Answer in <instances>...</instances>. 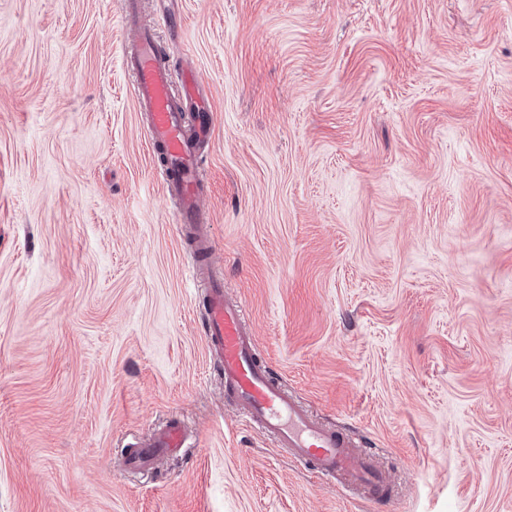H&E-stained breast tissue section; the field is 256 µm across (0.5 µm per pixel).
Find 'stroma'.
<instances>
[{
    "mask_svg": "<svg viewBox=\"0 0 512 512\" xmlns=\"http://www.w3.org/2000/svg\"><path fill=\"white\" fill-rule=\"evenodd\" d=\"M0 0V512H512V0ZM212 112L211 264L381 503L224 402L124 65ZM177 420L152 473L125 448Z\"/></svg>",
    "mask_w": 512,
    "mask_h": 512,
    "instance_id": "35a3bbf8",
    "label": "stroma"
}]
</instances>
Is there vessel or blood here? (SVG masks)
Segmentation results:
<instances>
[{"label":"vessel or blood","mask_w":512,"mask_h":512,"mask_svg":"<svg viewBox=\"0 0 512 512\" xmlns=\"http://www.w3.org/2000/svg\"><path fill=\"white\" fill-rule=\"evenodd\" d=\"M124 63L133 76L156 169L165 190L178 198L175 220L194 227L197 254L210 253L211 241L200 227L199 211V189L206 175L199 144L211 135L206 105L193 90H174L171 62L149 32L133 36ZM191 276L204 301V334L222 370L225 401L235 405L249 426L286 449L298 467L350 491L387 496L391 480L377 449L357 434L320 422L295 393L273 378L257 354L246 310L227 296L223 278L212 275L204 263L194 265ZM184 445L182 424L171 422L151 437L136 440L126 465L138 472L151 471L160 451Z\"/></svg>","instance_id":"vessel-or-blood-1"}]
</instances>
